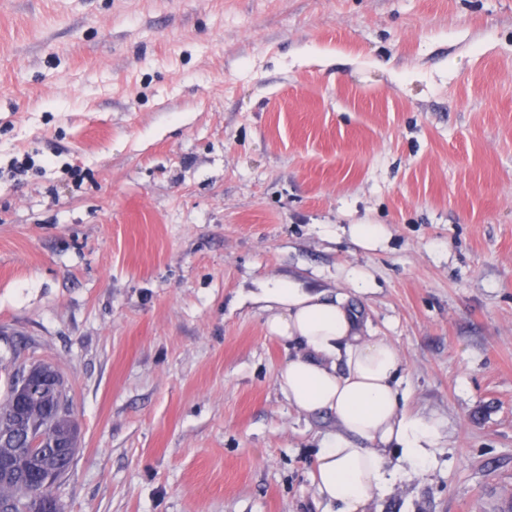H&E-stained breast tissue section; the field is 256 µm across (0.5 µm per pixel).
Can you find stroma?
I'll use <instances>...</instances> for the list:
<instances>
[{
	"label": "stroma",
	"mask_w": 512,
	"mask_h": 512,
	"mask_svg": "<svg viewBox=\"0 0 512 512\" xmlns=\"http://www.w3.org/2000/svg\"><path fill=\"white\" fill-rule=\"evenodd\" d=\"M352 267L444 425L366 512H512V0H0V382L63 376V512H322L256 295ZM385 228L381 224H372L367 221H361L349 226V235L351 239L361 246H376L382 242L385 237Z\"/></svg>",
	"instance_id": "obj_1"
}]
</instances>
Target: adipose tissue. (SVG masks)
<instances>
[{
  "label": "adipose tissue",
  "instance_id": "1",
  "mask_svg": "<svg viewBox=\"0 0 512 512\" xmlns=\"http://www.w3.org/2000/svg\"><path fill=\"white\" fill-rule=\"evenodd\" d=\"M265 300L266 333L300 345L279 372L282 393L299 413L325 410L335 418L311 473L324 512H365L398 475L433 459L441 426L403 410L396 348L364 335L345 295L275 279ZM393 442L401 457L391 467L382 450Z\"/></svg>",
  "mask_w": 512,
  "mask_h": 512
}]
</instances>
